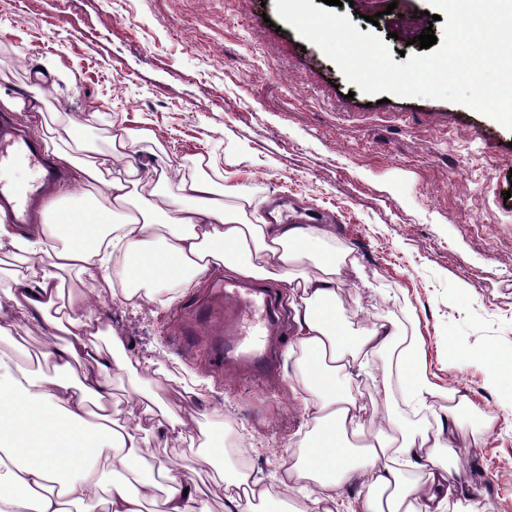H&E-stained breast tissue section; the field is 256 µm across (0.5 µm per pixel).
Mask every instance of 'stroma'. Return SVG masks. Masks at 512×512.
<instances>
[{
  "instance_id": "obj_1",
  "label": "stroma",
  "mask_w": 512,
  "mask_h": 512,
  "mask_svg": "<svg viewBox=\"0 0 512 512\" xmlns=\"http://www.w3.org/2000/svg\"><path fill=\"white\" fill-rule=\"evenodd\" d=\"M339 12L391 52L420 54L392 39L394 16L367 22L363 0ZM275 16L274 0H75L68 10L35 0L20 16L0 0V87L32 85L42 60L54 59L74 81L57 85L42 111L17 113L25 130L76 133L101 150L117 130L145 131L159 160L203 166L259 214L272 205L329 212L330 249L356 262L343 275L341 317L356 332L392 322L419 336L439 384L469 400L440 461L472 482L481 512H512V389L490 378L491 368L512 370V131L461 104L394 94L382 104L354 92L292 26L270 27ZM97 311L127 343L128 364L111 370L116 399L139 387L222 440L215 470L200 462L198 437L149 435L150 453L196 469L212 512H224L223 471L265 478L300 455L312 414L291 391L296 357L280 355L271 382L220 380L169 334L168 305L122 306L106 294ZM14 336L0 354L53 376L34 358L50 329L25 321ZM144 359L153 367L136 373ZM350 392L365 433L379 411L402 412L400 392L384 396L367 375Z\"/></svg>"
}]
</instances>
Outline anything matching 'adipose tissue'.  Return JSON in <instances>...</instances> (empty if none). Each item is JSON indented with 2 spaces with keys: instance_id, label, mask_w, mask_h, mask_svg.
<instances>
[{
  "instance_id": "obj_1",
  "label": "adipose tissue",
  "mask_w": 512,
  "mask_h": 512,
  "mask_svg": "<svg viewBox=\"0 0 512 512\" xmlns=\"http://www.w3.org/2000/svg\"><path fill=\"white\" fill-rule=\"evenodd\" d=\"M148 138L119 133L109 150L79 159L62 137L47 134L48 153L77 172V205L51 204L32 231L0 220V248L13 249L21 264L7 285L8 306L53 330L42 359L57 372L48 378L0 361V512H68L91 503L103 512H209L176 463L143 452L145 422L180 438L191 435L190 424L173 411L156 414L136 389L124 400V419H113L110 372L124 358L125 338L95 311L94 297L108 291L125 305L142 293L171 302L172 285L221 268L292 288L301 371L294 394L311 410L313 427L280 482L283 492L311 482L308 512H335L339 488L357 482L364 489L357 512H444L451 502L457 512H479L470 484L452 478L436 455L455 445L461 397L435 382L420 342L401 337L396 326L357 335L342 321L330 225L251 223L243 204L226 203L209 179L140 161ZM118 153L123 163H116ZM170 183L176 196L163 192ZM116 208L124 213L119 224L112 221ZM306 260L312 269H303ZM32 268L38 278L29 277ZM70 273L79 288L65 289ZM102 336L108 348L98 345ZM382 352L390 355L375 378L383 394L400 386L414 413L438 399L448 408L432 434L381 414L373 441L356 450L350 440L363 431L348 393L352 369L359 357ZM417 472L423 481L414 480ZM269 496L251 474L224 478V512H263Z\"/></svg>"
}]
</instances>
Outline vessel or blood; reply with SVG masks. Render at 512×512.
<instances>
[{"mask_svg":"<svg viewBox=\"0 0 512 512\" xmlns=\"http://www.w3.org/2000/svg\"><path fill=\"white\" fill-rule=\"evenodd\" d=\"M23 161L35 172L28 188L0 180V205L14 224L35 223L38 204L62 174L46 164L35 137L0 125V170ZM282 331L276 289L234 280L211 282L204 299L188 304L171 326L177 343L188 353L204 351L216 375L254 381L276 372L277 338Z\"/></svg>","mask_w":512,"mask_h":512,"instance_id":"vessel-or-blood-1","label":"vessel or blood"}]
</instances>
